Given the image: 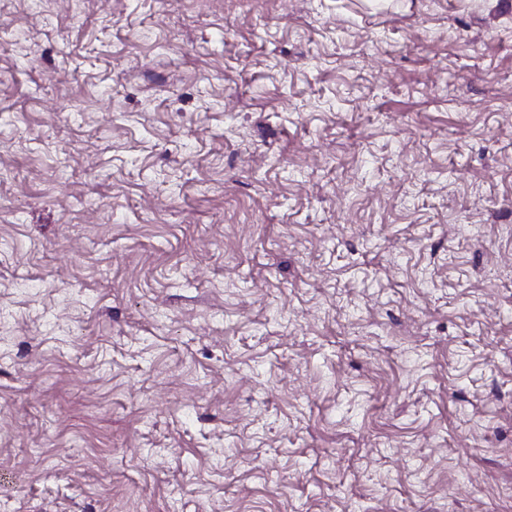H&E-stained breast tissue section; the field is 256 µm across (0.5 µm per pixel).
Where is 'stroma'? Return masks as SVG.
<instances>
[{
  "mask_svg": "<svg viewBox=\"0 0 512 512\" xmlns=\"http://www.w3.org/2000/svg\"><path fill=\"white\" fill-rule=\"evenodd\" d=\"M0 512H512V0H0Z\"/></svg>",
  "mask_w": 512,
  "mask_h": 512,
  "instance_id": "stroma-1",
  "label": "stroma"
}]
</instances>
